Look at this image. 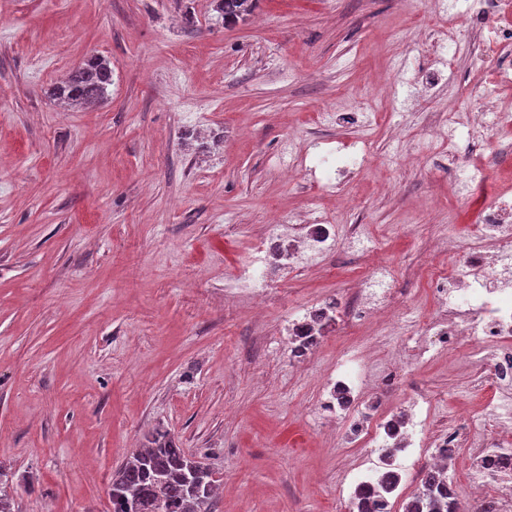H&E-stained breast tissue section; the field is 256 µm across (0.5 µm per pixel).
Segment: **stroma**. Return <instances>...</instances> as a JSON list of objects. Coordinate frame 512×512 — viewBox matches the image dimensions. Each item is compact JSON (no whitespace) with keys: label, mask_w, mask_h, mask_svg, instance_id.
Returning a JSON list of instances; mask_svg holds the SVG:
<instances>
[{"label":"stroma","mask_w":512,"mask_h":512,"mask_svg":"<svg viewBox=\"0 0 512 512\" xmlns=\"http://www.w3.org/2000/svg\"><path fill=\"white\" fill-rule=\"evenodd\" d=\"M258 0L225 25L213 0H0V468L12 512H112L115 471L154 430L213 472L214 512H349L342 483L367 453L317 409L336 360L374 378L402 358L391 410L421 395L429 434L492 430L488 362L470 347L422 357L442 317L431 282L512 172L460 189L432 120L456 123L481 68L466 0ZM112 68L106 100L51 90L86 58ZM430 70L429 92L417 89ZM308 153L364 156L340 213L309 174L285 180L288 136ZM323 211L339 236L256 312L241 282L271 215ZM369 228L376 254L349 249ZM406 311L337 325L303 362L285 323L344 308L372 262Z\"/></svg>","instance_id":"stroma-1"}]
</instances>
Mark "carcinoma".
I'll use <instances>...</instances> for the list:
<instances>
[{"mask_svg":"<svg viewBox=\"0 0 512 512\" xmlns=\"http://www.w3.org/2000/svg\"><path fill=\"white\" fill-rule=\"evenodd\" d=\"M258 0H217L224 24L244 19ZM112 84L109 63L91 56L59 85L53 94L68 105L103 100ZM12 478L0 469V512H10ZM216 493L211 470L187 455L169 432L156 430L114 476L110 487L112 512H212ZM405 512H462L458 497L433 470L405 506Z\"/></svg>","mask_w":512,"mask_h":512,"instance_id":"obj_1","label":"carcinoma"}]
</instances>
